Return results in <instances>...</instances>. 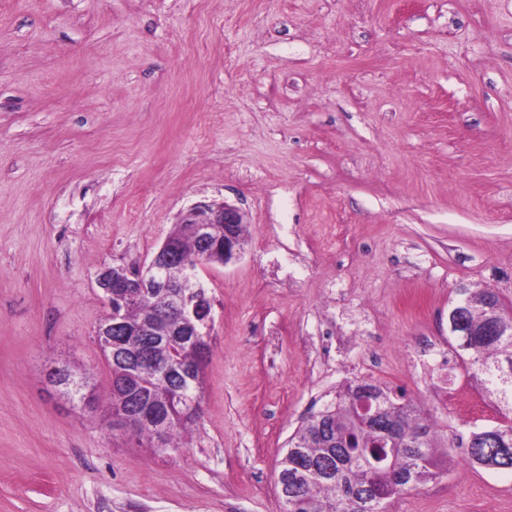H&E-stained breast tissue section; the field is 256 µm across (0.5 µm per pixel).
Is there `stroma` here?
<instances>
[{"instance_id":"35a3bbf8","label":"stroma","mask_w":512,"mask_h":512,"mask_svg":"<svg viewBox=\"0 0 512 512\" xmlns=\"http://www.w3.org/2000/svg\"><path fill=\"white\" fill-rule=\"evenodd\" d=\"M202 199L247 241L197 270L202 416L164 452L45 370L107 389L96 276ZM463 285L512 301V0H0V512H280L289 436L362 380L494 426L441 369ZM449 454L390 512H512Z\"/></svg>"}]
</instances>
